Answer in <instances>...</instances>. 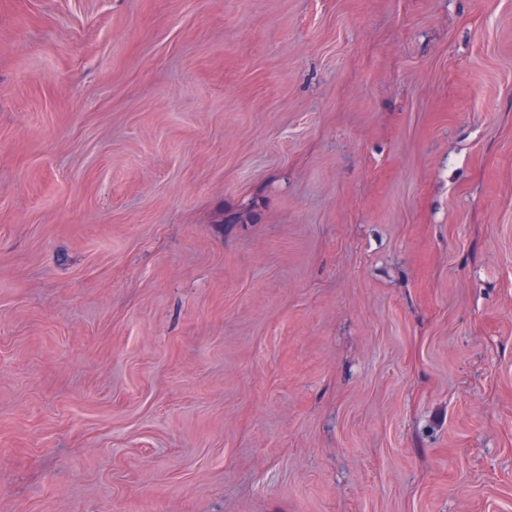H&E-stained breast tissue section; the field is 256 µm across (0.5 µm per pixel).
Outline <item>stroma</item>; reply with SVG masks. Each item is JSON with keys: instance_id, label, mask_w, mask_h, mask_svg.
Segmentation results:
<instances>
[{"instance_id": "1", "label": "stroma", "mask_w": 512, "mask_h": 512, "mask_svg": "<svg viewBox=\"0 0 512 512\" xmlns=\"http://www.w3.org/2000/svg\"><path fill=\"white\" fill-rule=\"evenodd\" d=\"M0 512H512V0H0Z\"/></svg>"}]
</instances>
